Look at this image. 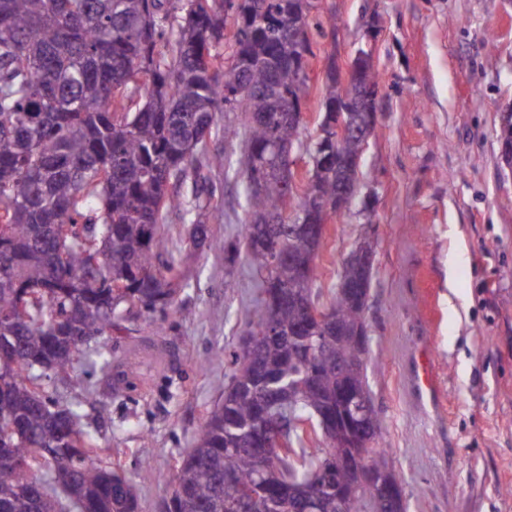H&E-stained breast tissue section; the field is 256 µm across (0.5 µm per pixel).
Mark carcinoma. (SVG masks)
<instances>
[{
	"mask_svg": "<svg viewBox=\"0 0 512 512\" xmlns=\"http://www.w3.org/2000/svg\"><path fill=\"white\" fill-rule=\"evenodd\" d=\"M302 0H0V512H139L133 486L99 457L80 407L47 405L43 380L74 382L78 361L102 358L91 343L121 321L176 307L183 288L168 249V216L194 215L205 227L207 178L245 182V227L274 222L276 240L244 259L260 290L257 320L276 337L255 349L263 373L233 356L224 400L210 411L168 486V512H388L353 473L331 461L344 452L325 442L321 423L291 420L339 412V362L356 351L349 332L365 309L334 290L324 307L337 323L312 332L314 389L288 399V383L307 370L295 338L316 303L317 265L290 237L283 214L288 184L267 167H288L274 147L300 140L303 119L288 118L307 76L288 25ZM236 14L228 67L216 53L229 11ZM243 114V148L234 167L208 139L220 112ZM264 178L262 194L251 182ZM353 197L336 191V167L310 169L293 195L303 219L330 221ZM288 447L276 469L260 472L250 450L260 411Z\"/></svg>",
	"mask_w": 512,
	"mask_h": 512,
	"instance_id": "carcinoma-1",
	"label": "carcinoma"
}]
</instances>
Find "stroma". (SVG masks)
<instances>
[{
	"mask_svg": "<svg viewBox=\"0 0 512 512\" xmlns=\"http://www.w3.org/2000/svg\"><path fill=\"white\" fill-rule=\"evenodd\" d=\"M304 95V138L317 133L329 57L346 62L374 21L378 125L349 210L319 250L315 290L327 301L344 258L372 224L367 374L380 447L407 512H512V172L499 158L501 112L512 105V0H317ZM207 246L173 220L185 284L177 307L125 322L105 339L106 364L78 372L104 410L84 421L159 512L164 476L224 398L226 358L256 317L257 282L243 257L246 192L212 174ZM235 287H225V280ZM428 344L436 404L413 401L406 353Z\"/></svg>",
	"mask_w": 512,
	"mask_h": 512,
	"instance_id": "35a3bbf8",
	"label": "stroma"
}]
</instances>
